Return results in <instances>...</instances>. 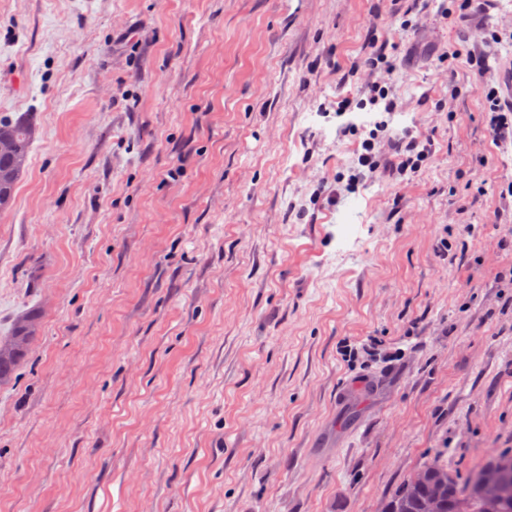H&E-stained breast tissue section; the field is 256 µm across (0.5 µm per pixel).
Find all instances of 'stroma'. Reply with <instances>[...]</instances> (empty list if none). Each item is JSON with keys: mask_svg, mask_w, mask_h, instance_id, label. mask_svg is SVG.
Segmentation results:
<instances>
[{"mask_svg": "<svg viewBox=\"0 0 512 512\" xmlns=\"http://www.w3.org/2000/svg\"><path fill=\"white\" fill-rule=\"evenodd\" d=\"M401 7L0 0V114L33 128L0 336L44 310L0 389V512H381L512 450V147L477 168V72L433 76L477 21ZM373 38L435 160L348 194L360 143L312 92L362 95ZM443 469L447 468L442 465L440 461H433L419 471L424 470V472H430ZM422 478L423 472L421 471L411 477L412 481L411 479H407L403 485L387 499L383 512H426L425 504L429 496L433 493V488L429 481L424 482V484L420 486H415L421 482Z\"/></svg>", "mask_w": 512, "mask_h": 512, "instance_id": "1", "label": "stroma"}]
</instances>
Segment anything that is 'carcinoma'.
Wrapping results in <instances>:
<instances>
[{
    "label": "carcinoma",
    "mask_w": 512,
    "mask_h": 512,
    "mask_svg": "<svg viewBox=\"0 0 512 512\" xmlns=\"http://www.w3.org/2000/svg\"><path fill=\"white\" fill-rule=\"evenodd\" d=\"M29 121L19 117H0V211L12 206L20 173L31 149ZM42 312L32 309L15 323L10 333L0 338V387L11 384L31 346L39 336ZM495 479L493 466L472 473L465 481L448 473L442 512H512V488L487 499L480 484ZM433 493L430 482L420 486L406 480L386 501L383 512H426L425 504Z\"/></svg>",
    "instance_id": "carcinoma-1"
}]
</instances>
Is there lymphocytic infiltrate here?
<instances>
[{"instance_id": "1", "label": "lymphocytic infiltrate", "mask_w": 512, "mask_h": 512, "mask_svg": "<svg viewBox=\"0 0 512 512\" xmlns=\"http://www.w3.org/2000/svg\"><path fill=\"white\" fill-rule=\"evenodd\" d=\"M470 62L480 71V93L485 102V123L488 137L498 145L512 144V101L506 100L498 79L484 76V57H471ZM397 70L395 61L388 57L385 47L373 45L363 61V73L367 77L366 98L342 97L336 101L337 116H344L352 108L373 110L376 118L368 134H361L357 125H348L351 135H362V151L346 172L338 173L337 179L345 192H357L364 186L367 176L389 173L393 178L410 180L421 168L434 159L432 140L423 134L405 131L394 132L391 123L398 110L393 96L392 78Z\"/></svg>"}]
</instances>
